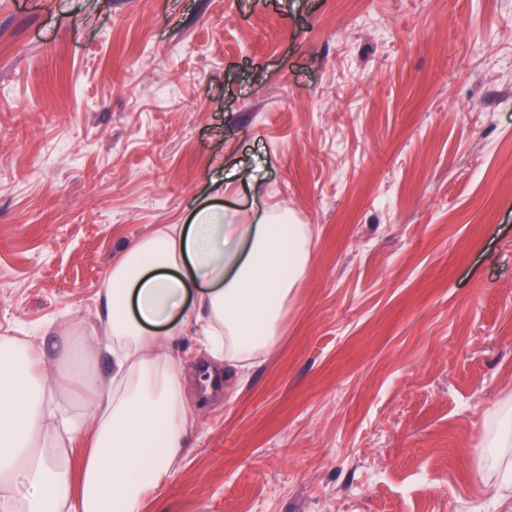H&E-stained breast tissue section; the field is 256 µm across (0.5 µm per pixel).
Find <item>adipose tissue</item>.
Returning a JSON list of instances; mask_svg holds the SVG:
<instances>
[{"mask_svg": "<svg viewBox=\"0 0 512 512\" xmlns=\"http://www.w3.org/2000/svg\"><path fill=\"white\" fill-rule=\"evenodd\" d=\"M311 259L308 225L287 216L242 224L202 206L112 263L100 297L111 376L81 371L78 410L58 402L40 349L0 334V512H142L183 446L188 379L168 344L193 330L216 362L259 364ZM89 433L75 468L66 440Z\"/></svg>", "mask_w": 512, "mask_h": 512, "instance_id": "adipose-tissue-1", "label": "adipose tissue"}]
</instances>
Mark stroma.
I'll list each match as a JSON object with an SVG mask.
<instances>
[{
    "label": "stroma",
    "mask_w": 512,
    "mask_h": 512,
    "mask_svg": "<svg viewBox=\"0 0 512 512\" xmlns=\"http://www.w3.org/2000/svg\"><path fill=\"white\" fill-rule=\"evenodd\" d=\"M207 201L311 262L145 512H512V0H0V332L95 351L113 259ZM488 446L492 448L482 457L489 470L501 468L508 457V448L512 447V409L498 414L494 428L488 434Z\"/></svg>",
    "instance_id": "stroma-1"
}]
</instances>
